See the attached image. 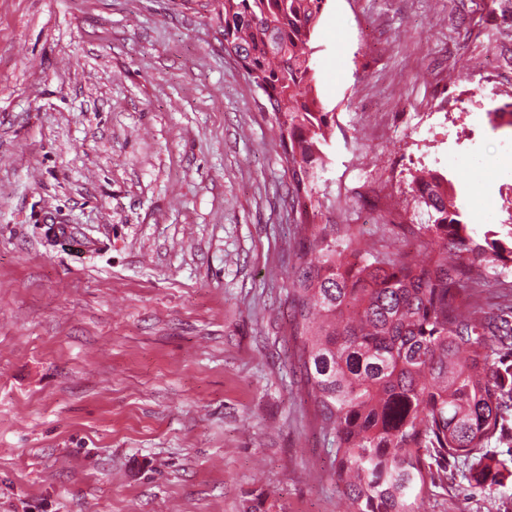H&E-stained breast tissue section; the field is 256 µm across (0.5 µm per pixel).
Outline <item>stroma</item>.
I'll list each match as a JSON object with an SVG mask.
<instances>
[{
  "mask_svg": "<svg viewBox=\"0 0 512 512\" xmlns=\"http://www.w3.org/2000/svg\"><path fill=\"white\" fill-rule=\"evenodd\" d=\"M316 224L401 251L453 183L507 221L512 11L327 0ZM291 177L265 95L198 0H0V512H345L298 384ZM448 466L426 512H512Z\"/></svg>",
  "mask_w": 512,
  "mask_h": 512,
  "instance_id": "35a3bbf8",
  "label": "stroma"
}]
</instances>
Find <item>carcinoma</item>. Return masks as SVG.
I'll return each instance as SVG.
<instances>
[{
  "label": "carcinoma",
  "mask_w": 512,
  "mask_h": 512,
  "mask_svg": "<svg viewBox=\"0 0 512 512\" xmlns=\"http://www.w3.org/2000/svg\"><path fill=\"white\" fill-rule=\"evenodd\" d=\"M326 0H215L214 19L242 68L263 84L292 175L300 262L287 299L300 382L348 512H425L448 462L470 478L512 474L488 454L512 447V297L483 294L486 272L512 263V230L483 239L461 220L442 174L415 180L432 222L408 227L413 251L361 244L348 225L310 223L308 203L332 137L312 56Z\"/></svg>",
  "instance_id": "obj_1"
}]
</instances>
